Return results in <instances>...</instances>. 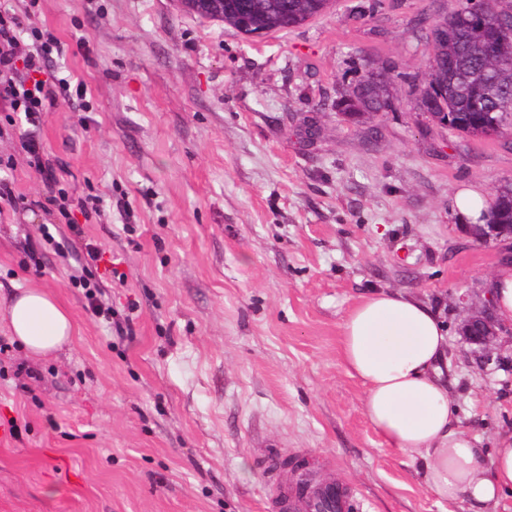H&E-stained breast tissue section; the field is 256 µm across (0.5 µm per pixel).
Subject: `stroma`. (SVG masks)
I'll return each instance as SVG.
<instances>
[{"label":"stroma","instance_id":"obj_1","mask_svg":"<svg viewBox=\"0 0 512 512\" xmlns=\"http://www.w3.org/2000/svg\"><path fill=\"white\" fill-rule=\"evenodd\" d=\"M12 3L63 43L52 71L88 89L39 135L70 199L103 198L84 227L103 260L88 273L29 245L39 225L69 228L41 205L22 113L0 112L24 197L0 216V304L47 288L76 323L39 359L0 327V512H262L270 453L291 460L289 484L305 470L346 489L351 512H465L382 445L339 353L361 296H417L448 328L463 425L487 449L512 430V331L483 358L458 311L487 301L512 240L476 243L453 211L460 188L512 185V137L465 136L416 106L425 30L463 0H334L262 37L179 0ZM371 68L392 109L343 116ZM90 288L108 318L87 310Z\"/></svg>","mask_w":512,"mask_h":512}]
</instances>
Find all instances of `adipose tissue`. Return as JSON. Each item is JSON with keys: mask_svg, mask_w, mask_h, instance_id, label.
<instances>
[{"mask_svg": "<svg viewBox=\"0 0 512 512\" xmlns=\"http://www.w3.org/2000/svg\"><path fill=\"white\" fill-rule=\"evenodd\" d=\"M0 323L30 356L71 343L69 312L44 288L17 289ZM341 357L363 387V411L386 447L421 459L423 483L439 500L467 512H512V432L493 453L460 427L443 367L448 331L427 303L400 291L360 298L343 325Z\"/></svg>", "mask_w": 512, "mask_h": 512, "instance_id": "1", "label": "adipose tissue"}]
</instances>
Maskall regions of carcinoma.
<instances>
[{"mask_svg":"<svg viewBox=\"0 0 512 512\" xmlns=\"http://www.w3.org/2000/svg\"><path fill=\"white\" fill-rule=\"evenodd\" d=\"M181 2L198 18L221 21L251 37L301 26L325 12L332 0H223L203 10L197 8L196 0ZM509 16L512 8H502L501 0H466L461 9L444 19L448 40L439 39L438 25L430 28L431 81L422 89L420 102L436 103L435 111L429 113L432 121L481 138L493 136L499 128H512V26L501 31L506 63L498 69L487 67V46L476 31L481 25L495 31L501 18ZM354 89L359 95L340 108L346 116L392 108L382 73H366ZM491 210L496 223L512 225V186L497 191Z\"/></svg>","mask_w":512,"mask_h":512,"instance_id":"carcinoma-1","label":"carcinoma"}]
</instances>
